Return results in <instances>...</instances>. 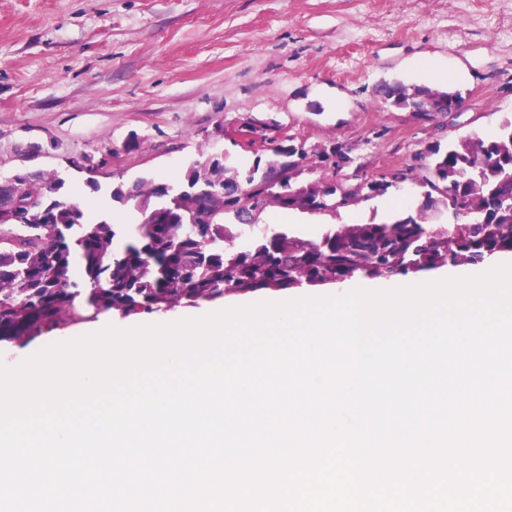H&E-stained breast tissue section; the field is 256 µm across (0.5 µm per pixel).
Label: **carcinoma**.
Returning a JSON list of instances; mask_svg holds the SVG:
<instances>
[{
  "label": "carcinoma",
  "mask_w": 512,
  "mask_h": 512,
  "mask_svg": "<svg viewBox=\"0 0 512 512\" xmlns=\"http://www.w3.org/2000/svg\"><path fill=\"white\" fill-rule=\"evenodd\" d=\"M377 93L400 109L422 111L448 95L436 88L410 92L383 84ZM264 169L239 171L213 153L184 174L186 190L139 180L111 191L134 206L141 221L127 234L105 219L87 222L62 196L55 174L21 180L9 217L0 213V341L27 342L45 329L94 319L167 311L216 301L228 293L316 287L355 275L390 278L445 265L481 264L512 253V121L494 138H468L433 154L436 181L427 203L393 223L346 224L318 241L285 232L258 234L248 249L232 242L225 220L255 226L269 206L325 212L360 192L383 194L390 184L356 188L326 183L298 194L292 172L306 149L277 144ZM462 205L465 224L431 223L440 208Z\"/></svg>",
  "instance_id": "carcinoma-1"
}]
</instances>
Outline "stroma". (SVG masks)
<instances>
[{
  "mask_svg": "<svg viewBox=\"0 0 512 512\" xmlns=\"http://www.w3.org/2000/svg\"><path fill=\"white\" fill-rule=\"evenodd\" d=\"M425 57L447 79L422 75ZM384 83L448 88L462 105L397 110L375 93ZM509 120L512 0H0V181L59 173L90 221L135 213L112 187H179L214 152L247 169L290 138L346 155L303 162L296 184L391 183L320 213L319 232L390 223L423 202L430 147ZM81 159L99 192L70 169ZM408 168L417 179L396 182Z\"/></svg>",
  "mask_w": 512,
  "mask_h": 512,
  "instance_id": "stroma-1",
  "label": "stroma"
}]
</instances>
